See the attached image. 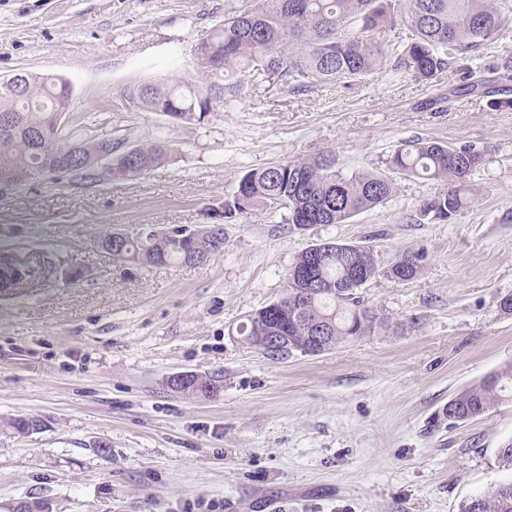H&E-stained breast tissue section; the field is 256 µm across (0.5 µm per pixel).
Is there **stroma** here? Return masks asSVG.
<instances>
[{"mask_svg":"<svg viewBox=\"0 0 512 512\" xmlns=\"http://www.w3.org/2000/svg\"><path fill=\"white\" fill-rule=\"evenodd\" d=\"M247 0H0V78L67 79L70 127L130 145L164 139L168 159L92 185L37 178L0 190V252L50 261L53 278L0 292V512L25 497L49 512H460L512 479L498 450L512 405L466 422L448 401L512 361V109L463 92L451 68L420 81L380 70L363 83L294 93L248 86L200 124L125 104L144 81L195 77L192 53ZM497 42L468 52L486 78L512 62V0ZM419 136L486 154L455 220L418 223L434 182L393 174L381 206L299 230L284 208L224 222L203 265L140 271L96 251L109 232L210 223L248 170L332 154L344 174L384 170ZM373 246L382 270L407 250L420 275L360 290L378 321L319 356L272 361L237 336L278 299L309 245ZM84 270L77 281L68 271ZM217 378V397L173 391L171 375ZM40 430L18 435L3 420Z\"/></svg>","mask_w":512,"mask_h":512,"instance_id":"35a3bbf8","label":"stroma"}]
</instances>
